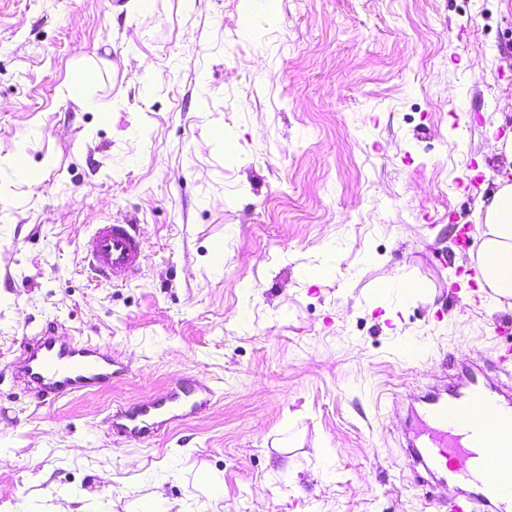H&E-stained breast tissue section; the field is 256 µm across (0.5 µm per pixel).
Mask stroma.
Masks as SVG:
<instances>
[{"mask_svg":"<svg viewBox=\"0 0 512 512\" xmlns=\"http://www.w3.org/2000/svg\"><path fill=\"white\" fill-rule=\"evenodd\" d=\"M146 2L0 0V512H429L389 406L495 347L448 295L506 167L512 0ZM108 222L144 237L121 286L82 252ZM51 321L125 375L38 403L8 364ZM183 376L207 411L109 431Z\"/></svg>","mask_w":512,"mask_h":512,"instance_id":"stroma-1","label":"stroma"}]
</instances>
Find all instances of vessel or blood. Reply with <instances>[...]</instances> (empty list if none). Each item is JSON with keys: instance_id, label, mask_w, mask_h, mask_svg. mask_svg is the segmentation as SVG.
Instances as JSON below:
<instances>
[{"instance_id": "1", "label": "vessel or blood", "mask_w": 512, "mask_h": 512, "mask_svg": "<svg viewBox=\"0 0 512 512\" xmlns=\"http://www.w3.org/2000/svg\"><path fill=\"white\" fill-rule=\"evenodd\" d=\"M84 248L91 270L112 283L128 281L145 261L135 224L95 225ZM487 328L509 342L488 371L453 375L411 397L418 428L403 450L405 465L416 486L447 488L434 501L437 512H512V392L497 381L501 374L512 378V318L492 316ZM9 368L15 382L50 402L109 386L125 372L107 345L77 340L50 325L27 338ZM215 396L210 381L185 377L160 396L118 409L106 423L146 440L198 415Z\"/></svg>"}]
</instances>
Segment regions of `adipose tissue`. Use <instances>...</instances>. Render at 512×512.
Here are the masks:
<instances>
[{
	"label": "adipose tissue",
	"instance_id": "adipose-tissue-1",
	"mask_svg": "<svg viewBox=\"0 0 512 512\" xmlns=\"http://www.w3.org/2000/svg\"><path fill=\"white\" fill-rule=\"evenodd\" d=\"M496 185L478 227L481 242L471 261L482 273L493 306L501 310L512 305V268L498 262L499 256L512 255V181L501 177Z\"/></svg>",
	"mask_w": 512,
	"mask_h": 512
}]
</instances>
